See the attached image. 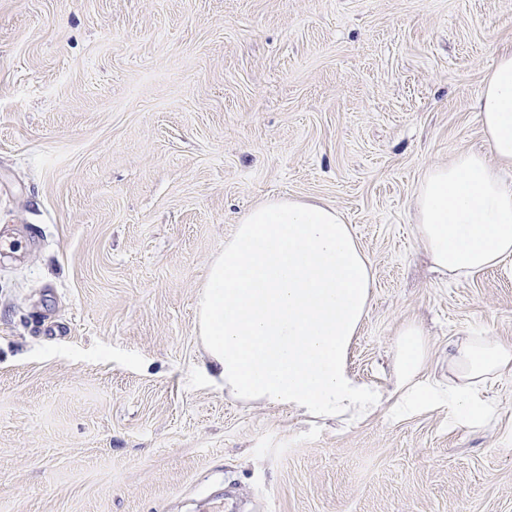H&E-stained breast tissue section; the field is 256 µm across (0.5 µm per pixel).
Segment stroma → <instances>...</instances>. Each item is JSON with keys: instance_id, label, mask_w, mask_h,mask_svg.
I'll use <instances>...</instances> for the list:
<instances>
[{"instance_id": "1", "label": "stroma", "mask_w": 512, "mask_h": 512, "mask_svg": "<svg viewBox=\"0 0 512 512\" xmlns=\"http://www.w3.org/2000/svg\"><path fill=\"white\" fill-rule=\"evenodd\" d=\"M512 0H0V512H512V372L486 420L386 402L322 420L210 384L197 298L273 195L343 214L373 273L351 371L393 389L398 331L512 340V262L435 272L433 166Z\"/></svg>"}]
</instances>
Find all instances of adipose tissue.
Instances as JSON below:
<instances>
[{
    "mask_svg": "<svg viewBox=\"0 0 512 512\" xmlns=\"http://www.w3.org/2000/svg\"><path fill=\"white\" fill-rule=\"evenodd\" d=\"M487 150L464 152L421 179L415 235L434 265L469 276L512 258V49L501 50L474 103ZM371 266L335 207L316 199L270 197L240 218L212 262L198 299L204 374L245 400L288 406L320 419L361 423L383 401L349 369L347 352L370 301ZM427 341L400 332L398 403L433 394L418 376ZM512 370V340L469 336L448 350V415L481 422L478 399L490 377Z\"/></svg>",
    "mask_w": 512,
    "mask_h": 512,
    "instance_id": "obj_1",
    "label": "adipose tissue"
}]
</instances>
